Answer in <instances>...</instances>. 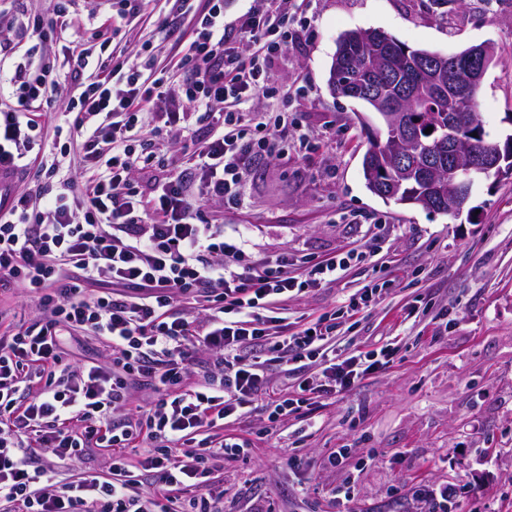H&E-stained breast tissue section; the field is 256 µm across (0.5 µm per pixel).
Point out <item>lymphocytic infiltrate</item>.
Segmentation results:
<instances>
[{
	"label": "lymphocytic infiltrate",
	"mask_w": 512,
	"mask_h": 512,
	"mask_svg": "<svg viewBox=\"0 0 512 512\" xmlns=\"http://www.w3.org/2000/svg\"><path fill=\"white\" fill-rule=\"evenodd\" d=\"M263 2L238 17L242 52L225 38L224 0H207L176 61L192 79L176 88L117 45L94 65L86 54L69 56V70L86 73V84L49 136L33 108L58 92L59 67L27 59L0 82V277L34 293L47 320L0 337V512H224L211 462L246 452L223 434L226 419L257 408L277 423L309 396L351 389L388 363L384 347L331 353L335 325L317 318L292 333L278 314L289 298L336 281L360 253L251 260L244 242L225 239L209 218L207 202L241 207L251 169L307 140L287 113L249 111L256 96L290 97L288 87L271 86L270 64L292 43L305 4ZM154 98L171 104L155 125L144 110ZM198 110L218 113L202 131L190 123ZM149 131L185 138L191 166L145 189L132 175L157 164L143 144ZM73 146L96 173L77 194L53 188ZM34 168L39 180L15 192L11 177ZM104 275L111 292L87 294L85 283ZM62 327L106 342L111 364H64ZM200 350L213 359L197 381ZM267 350L321 364L323 382H301L293 398L269 395ZM136 384L153 389L154 400L115 422ZM94 448L108 451V474L61 475Z\"/></svg>",
	"instance_id": "f902f5d3"
}]
</instances>
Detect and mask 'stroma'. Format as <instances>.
<instances>
[{"label": "stroma", "mask_w": 512, "mask_h": 512, "mask_svg": "<svg viewBox=\"0 0 512 512\" xmlns=\"http://www.w3.org/2000/svg\"><path fill=\"white\" fill-rule=\"evenodd\" d=\"M53 8L54 0H0V39L35 47L36 61L62 63L65 41L19 37L22 22L51 17ZM91 18L102 34L87 29ZM157 18L154 0H141L137 18L115 30L102 0H75L67 23L92 56L111 32L133 52L150 43L151 67L186 81ZM357 28L445 55L493 42L499 52L479 90L481 118L488 141L512 133V0H309L272 70L274 84L303 90L277 108L302 122L307 144L258 164L242 207L215 204L211 216L257 256L286 251L318 261L363 252L336 282L289 299L283 315L292 331L335 317L338 349L387 345L392 355L351 390L280 425L258 411L231 419L227 433L251 451L216 462L212 475L226 512H427L425 486L447 488L448 512H512V180L477 185L469 217L372 194L362 160L378 116L329 86L337 40ZM367 284L383 287L373 305L338 318ZM42 324L30 292L0 287V335ZM60 349L75 366L109 353L80 332L61 336ZM336 448L349 449L345 465L329 463ZM367 451L374 461L358 467ZM346 488L352 499L339 503Z\"/></svg>", "instance_id": "stroma-1"}]
</instances>
